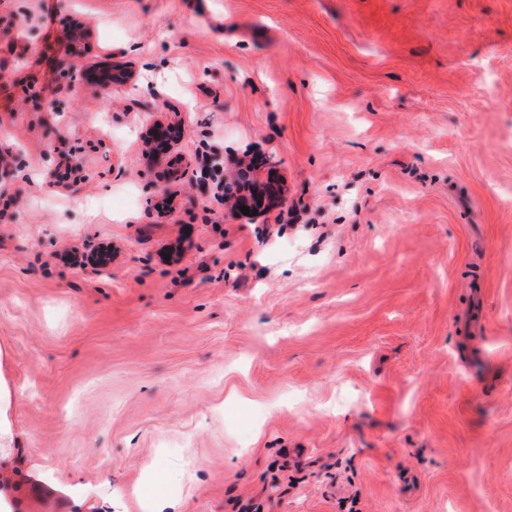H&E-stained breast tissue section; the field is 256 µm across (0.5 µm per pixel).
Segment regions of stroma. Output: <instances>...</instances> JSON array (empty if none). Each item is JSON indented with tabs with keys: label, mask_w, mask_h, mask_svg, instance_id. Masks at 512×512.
Here are the masks:
<instances>
[{
	"label": "stroma",
	"mask_w": 512,
	"mask_h": 512,
	"mask_svg": "<svg viewBox=\"0 0 512 512\" xmlns=\"http://www.w3.org/2000/svg\"><path fill=\"white\" fill-rule=\"evenodd\" d=\"M0 378L8 512H512V0H0Z\"/></svg>",
	"instance_id": "1"
}]
</instances>
